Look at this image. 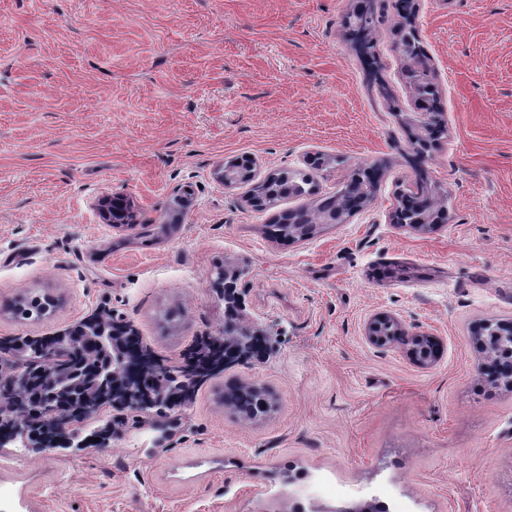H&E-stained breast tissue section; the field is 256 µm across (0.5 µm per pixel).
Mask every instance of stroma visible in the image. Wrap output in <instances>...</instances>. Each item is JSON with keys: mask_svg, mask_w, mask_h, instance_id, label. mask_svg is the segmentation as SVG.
Instances as JSON below:
<instances>
[{"mask_svg": "<svg viewBox=\"0 0 512 512\" xmlns=\"http://www.w3.org/2000/svg\"><path fill=\"white\" fill-rule=\"evenodd\" d=\"M361 2L0 0V336L104 310L174 362L223 334L228 264L245 320L271 332L181 424L132 411L107 448H0V512H294L295 485L320 475L393 484L413 512H512V390L486 382L472 335L512 319V0H417L447 121L419 168L395 0H372L373 69L348 39ZM242 157L262 177L306 173L309 193L256 210L221 178ZM370 165L365 209L304 241L269 236ZM420 169L448 212L423 233L391 220ZM116 195L135 228L102 222ZM29 294L55 303L19 318ZM380 312L437 336V362L369 343ZM241 381L270 413L225 407Z\"/></svg>", "mask_w": 512, "mask_h": 512, "instance_id": "1", "label": "stroma"}]
</instances>
